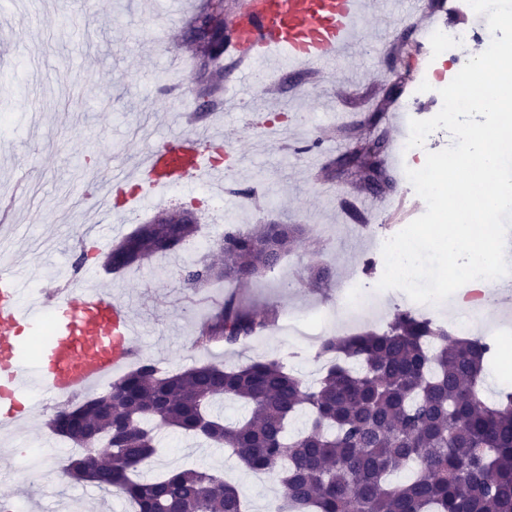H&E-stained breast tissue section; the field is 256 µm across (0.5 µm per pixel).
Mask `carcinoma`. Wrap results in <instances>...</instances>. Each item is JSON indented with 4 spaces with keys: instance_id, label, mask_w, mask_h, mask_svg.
I'll return each instance as SVG.
<instances>
[{
    "instance_id": "cac0c4a2",
    "label": "carcinoma",
    "mask_w": 512,
    "mask_h": 512,
    "mask_svg": "<svg viewBox=\"0 0 512 512\" xmlns=\"http://www.w3.org/2000/svg\"><path fill=\"white\" fill-rule=\"evenodd\" d=\"M235 0H207L181 31L193 53L194 101L216 105L224 73L216 66L237 39L224 23ZM405 76L373 92L378 103L362 114L369 134L338 155L328 173L380 195L390 185L387 145L374 134ZM198 224H142L114 248L133 245L140 265L166 254L157 239L184 243ZM301 237L292 224L267 222L230 230L217 243L219 259L186 267L183 281L203 289L247 283L273 271ZM278 310L258 314L230 298L194 336L205 349L219 341L245 344L272 329ZM494 344L398 309L379 330L321 338L322 373L306 383L281 359L239 367L201 363L169 374L140 358L110 391L74 400L48 421L53 433L80 451L68 472L77 481L125 496L136 512H248L238 487L215 469L173 468L145 479L156 454L151 421L222 445L252 471L280 477L270 512H512V389L489 400L485 371ZM224 399L242 401L249 417L229 424L214 413ZM310 423L288 435L302 410ZM415 464L402 481L393 475Z\"/></svg>"
}]
</instances>
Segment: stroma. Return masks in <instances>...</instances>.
Returning <instances> with one entry per match:
<instances>
[{
  "instance_id": "stroma-1",
  "label": "stroma",
  "mask_w": 512,
  "mask_h": 512,
  "mask_svg": "<svg viewBox=\"0 0 512 512\" xmlns=\"http://www.w3.org/2000/svg\"><path fill=\"white\" fill-rule=\"evenodd\" d=\"M93 2L88 8L84 0H0V114H9L12 125L0 137V203L15 201L18 224L0 246L9 250L30 287H65L78 251L88 250L103 289L135 302L141 355L171 372L207 362L234 366L282 357L309 383L321 373L314 347L279 328L240 347L195 348L193 337L209 311L208 299L233 294L258 312L274 306L300 316L318 309L327 315L325 334L339 336L380 327L396 309L412 308L405 292L390 289L364 315L345 316L344 288L353 281L377 283L384 269L378 242L398 226L355 222L347 207L364 209L367 194L319 174L325 157L350 145L346 139L323 143V125L345 122L364 136L359 120L373 106L369 92L387 83L390 72L424 73L426 53L404 18L368 17L366 27L386 30L381 51L363 35L356 61L336 60L317 84H308L301 71L280 76L271 93L284 106L283 115L258 117L286 126L290 145H256L248 153L238 180L254 194L231 200L221 223L248 230L273 219L303 225L305 237L281 267L241 286L214 284L198 295L181 279L182 270L196 260L184 247L135 271L108 272L103 255L116 240L103 226L114 216L103 210L90 224L86 210L88 196L97 194L113 166L134 162L161 139L187 131L179 111L183 92L192 88L189 63L174 61L172 54L202 0ZM401 40L409 46V58L392 54ZM209 205L199 186L178 187L126 214L124 230L132 232L162 209L183 206L200 218ZM316 265L331 269L328 285H302L307 268ZM51 416L42 409L33 421L0 430V481L12 487L25 512H128L117 493L70 477L71 452L49 430ZM192 465L224 471L243 492L249 512H267L280 490L273 476L248 470L224 449L171 428L161 430L149 476Z\"/></svg>"
}]
</instances>
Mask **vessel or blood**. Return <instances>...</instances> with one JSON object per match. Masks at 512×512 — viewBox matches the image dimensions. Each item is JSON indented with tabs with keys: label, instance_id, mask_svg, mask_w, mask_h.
Wrapping results in <instances>:
<instances>
[{
	"label": "vessel or blood",
	"instance_id": "obj_1",
	"mask_svg": "<svg viewBox=\"0 0 512 512\" xmlns=\"http://www.w3.org/2000/svg\"><path fill=\"white\" fill-rule=\"evenodd\" d=\"M382 5L407 16L413 34L429 28L428 0H237L232 50L248 64L239 76L250 84L256 73L292 71L302 65L328 69L351 50L363 23ZM242 153L222 130L208 126L176 134L144 152L130 169L113 172L112 209L122 215L129 201L144 203L155 191L208 181L222 185ZM413 207L407 194L381 199L372 212L395 220ZM54 328L35 355L21 341L45 321ZM131 302L94 284L36 294L14 271L0 268V428L33 416L31 395L47 400L73 398L122 371L139 349Z\"/></svg>",
	"mask_w": 512,
	"mask_h": 512
}]
</instances>
